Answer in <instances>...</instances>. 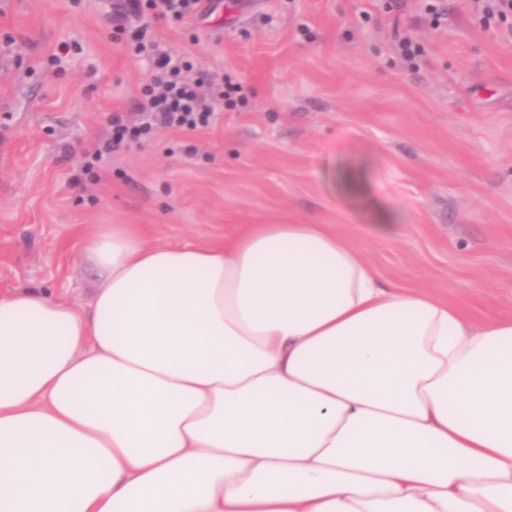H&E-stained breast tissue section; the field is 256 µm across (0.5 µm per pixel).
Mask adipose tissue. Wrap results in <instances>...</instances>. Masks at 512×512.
<instances>
[{
  "mask_svg": "<svg viewBox=\"0 0 512 512\" xmlns=\"http://www.w3.org/2000/svg\"><path fill=\"white\" fill-rule=\"evenodd\" d=\"M88 309L0 296V512H512V317L322 224H99Z\"/></svg>",
  "mask_w": 512,
  "mask_h": 512,
  "instance_id": "ef3b65f1",
  "label": "adipose tissue"
}]
</instances>
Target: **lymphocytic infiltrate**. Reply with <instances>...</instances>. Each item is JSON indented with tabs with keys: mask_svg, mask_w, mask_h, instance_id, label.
<instances>
[{
	"mask_svg": "<svg viewBox=\"0 0 512 512\" xmlns=\"http://www.w3.org/2000/svg\"><path fill=\"white\" fill-rule=\"evenodd\" d=\"M204 10L202 0H125L126 15L140 20L139 27L129 33L134 51L149 56L153 69L136 101L137 122L131 124L120 114H113L107 138L85 151V170H93L106 157L158 131L208 126L217 103L231 105L241 98L243 86L231 75L217 77L194 70L185 56L162 48L149 34L152 20L184 22Z\"/></svg>",
	"mask_w": 512,
	"mask_h": 512,
	"instance_id": "obj_1",
	"label": "lymphocytic infiltrate"
}]
</instances>
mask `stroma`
I'll list each match as a JSON object with an SVG mask.
<instances>
[{
  "instance_id": "35a3bbf8",
  "label": "stroma",
  "mask_w": 512,
  "mask_h": 512,
  "mask_svg": "<svg viewBox=\"0 0 512 512\" xmlns=\"http://www.w3.org/2000/svg\"><path fill=\"white\" fill-rule=\"evenodd\" d=\"M122 0H0V294L88 305L95 224L149 243L223 242L244 224H324L380 279L476 325L512 316V32L474 0H212L154 34L243 85L235 108L162 131L82 176L113 113L135 119L150 58L116 35ZM424 54L404 61L398 37ZM359 168L346 194L338 169ZM382 208L397 233L374 227Z\"/></svg>"
}]
</instances>
